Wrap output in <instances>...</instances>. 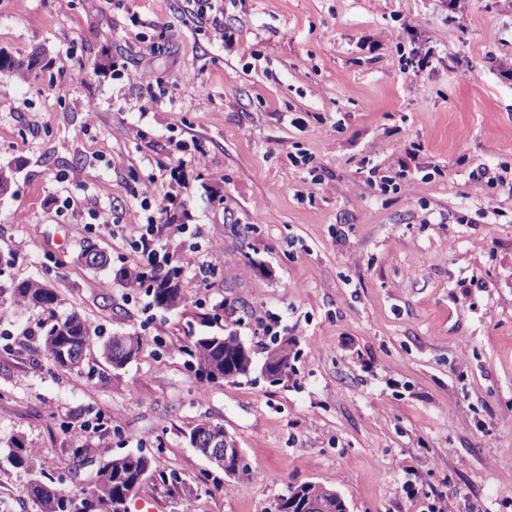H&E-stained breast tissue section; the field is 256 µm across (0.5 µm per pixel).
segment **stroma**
I'll return each instance as SVG.
<instances>
[{"instance_id": "stroma-1", "label": "stroma", "mask_w": 512, "mask_h": 512, "mask_svg": "<svg viewBox=\"0 0 512 512\" xmlns=\"http://www.w3.org/2000/svg\"><path fill=\"white\" fill-rule=\"evenodd\" d=\"M224 32L195 0H0V50L41 55L0 79V512H38L15 438L78 496L111 455L180 475L129 512H264L305 481L349 512H512V195L472 176L512 180V0H224ZM160 190L189 227L167 241L172 311L115 275L147 264L129 216ZM88 244L109 267L84 265ZM25 280L142 352L52 366ZM229 331L260 360L291 339L288 378L200 379L183 346ZM202 417L245 472L190 446Z\"/></svg>"}]
</instances>
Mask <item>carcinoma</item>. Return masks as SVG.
I'll use <instances>...</instances> for the list:
<instances>
[{"label":"carcinoma","mask_w":512,"mask_h":512,"mask_svg":"<svg viewBox=\"0 0 512 512\" xmlns=\"http://www.w3.org/2000/svg\"><path fill=\"white\" fill-rule=\"evenodd\" d=\"M159 263L150 267H122L117 270L121 277L137 283H149L148 293L152 303L166 310L178 308L183 302L180 285V269L170 266L158 269ZM13 294L21 305H34L51 309L58 301L57 294L49 288H37L31 280L15 285ZM101 338L99 328L73 312L62 320L43 327L39 339V352L57 367L76 368L83 362L87 348ZM182 352L192 358L198 373L214 382L224 374V342L212 336H201L183 347ZM7 460L16 467L33 473L23 487L24 495L36 502L39 512H119L125 500L133 496L148 481L164 487L175 486V478L153 467L151 460L139 455L130 459L127 455L109 456L99 463L93 487L81 496L63 492L54 481L46 482L36 476V455L26 449L20 440L12 442Z\"/></svg>","instance_id":"carcinoma-1"}]
</instances>
